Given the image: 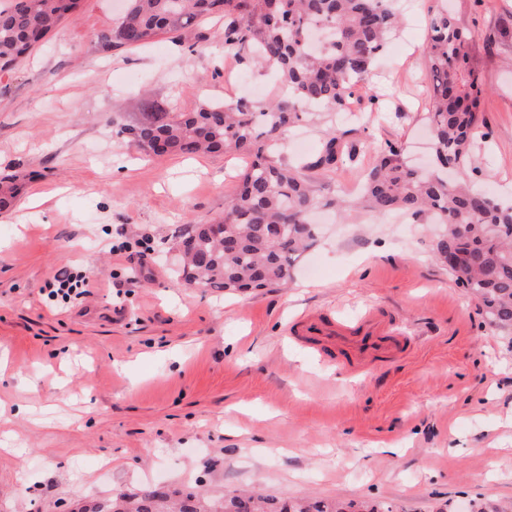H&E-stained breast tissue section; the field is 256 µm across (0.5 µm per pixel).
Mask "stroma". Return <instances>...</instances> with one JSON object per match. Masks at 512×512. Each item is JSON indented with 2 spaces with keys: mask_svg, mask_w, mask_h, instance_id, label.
Returning <instances> with one entry per match:
<instances>
[{
  "mask_svg": "<svg viewBox=\"0 0 512 512\" xmlns=\"http://www.w3.org/2000/svg\"><path fill=\"white\" fill-rule=\"evenodd\" d=\"M401 21L348 115L313 111L281 157L305 163L336 126L355 167L320 178L356 191L387 144L428 156L427 23L471 29L489 92L473 181L512 201V0H394ZM115 0H80L0 72V176L23 178L0 214V512H91L113 495L201 484L208 496L366 501L391 512H492L512 500V331L492 328L436 264L426 218L320 215L287 287L183 286L173 249L224 210L235 154L151 157L120 130L141 90L172 112L286 91L224 49L215 19L143 47L103 45ZM130 250H113L116 241ZM80 272L87 295L50 300ZM375 308L409 346L352 371L295 340L296 321Z\"/></svg>",
  "mask_w": 512,
  "mask_h": 512,
  "instance_id": "1",
  "label": "stroma"
}]
</instances>
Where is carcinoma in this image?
Masks as SVG:
<instances>
[{"mask_svg":"<svg viewBox=\"0 0 512 512\" xmlns=\"http://www.w3.org/2000/svg\"><path fill=\"white\" fill-rule=\"evenodd\" d=\"M79 0H9L0 8V63L26 59L34 47L76 11ZM207 17L224 18V48L251 54L273 69L288 96L263 102L206 103L194 112L144 104L140 120L122 129L146 154H238L248 158L224 215L190 225L178 242L183 284L226 291H259L284 283L296 259L317 242L309 216L334 209L381 218L393 212L427 216L443 226L432 241L435 258L457 287L475 298L490 325L512 327V205L497 202L469 180L472 153L484 126L479 106L486 89L468 52L474 33L455 14L440 11L428 25L426 55L434 166L419 171L388 147L364 176L357 196L324 197L314 175L354 161L358 149L326 131L318 153L302 166L275 157L277 146L316 107L344 110L351 89L371 67L396 29L392 0H126L116 26L98 35L114 49H131L161 34H175ZM456 176L448 182L443 167ZM17 179H0V212L13 208ZM336 500L284 498L232 492L205 497L147 488L130 497L129 512H350Z\"/></svg>","mask_w":512,"mask_h":512,"instance_id":"1","label":"carcinoma"}]
</instances>
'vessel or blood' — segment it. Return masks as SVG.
Wrapping results in <instances>:
<instances>
[{"instance_id": "vessel-or-blood-1", "label": "vessel or blood", "mask_w": 512, "mask_h": 512, "mask_svg": "<svg viewBox=\"0 0 512 512\" xmlns=\"http://www.w3.org/2000/svg\"><path fill=\"white\" fill-rule=\"evenodd\" d=\"M297 336L316 347L335 344L345 364L358 370L387 360L404 345L391 321L376 310L368 311L353 324L311 316L301 322Z\"/></svg>"}]
</instances>
